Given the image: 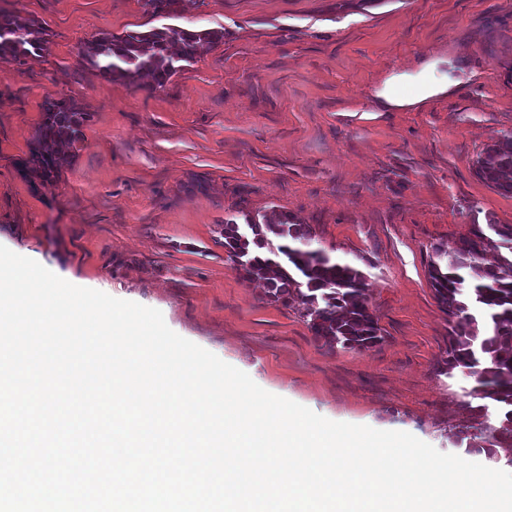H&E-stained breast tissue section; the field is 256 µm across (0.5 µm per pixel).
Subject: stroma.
Returning <instances> with one entry per match:
<instances>
[{
	"label": "stroma",
	"instance_id": "35a3bbf8",
	"mask_svg": "<svg viewBox=\"0 0 512 512\" xmlns=\"http://www.w3.org/2000/svg\"><path fill=\"white\" fill-rule=\"evenodd\" d=\"M48 50L0 59V245L61 278L160 310L180 336L333 421L404 431L512 472V448L470 447L467 369L438 367L448 318L432 248L511 224L512 194L473 172L512 131V0H0ZM224 38L164 86L108 82L83 43L167 23ZM462 61L448 92L387 108L376 92L425 61ZM91 118L53 184L25 167L46 99ZM285 213L355 263L385 336L358 351L313 335L224 250V222Z\"/></svg>",
	"mask_w": 512,
	"mask_h": 512
}]
</instances>
